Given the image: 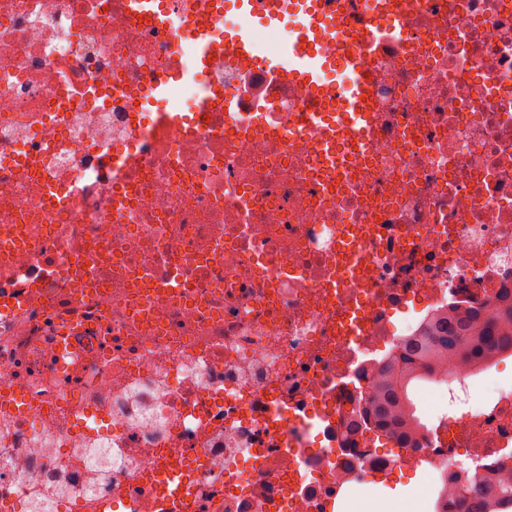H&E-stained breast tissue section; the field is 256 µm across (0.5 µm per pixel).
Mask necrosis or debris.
<instances>
[{
	"mask_svg": "<svg viewBox=\"0 0 512 512\" xmlns=\"http://www.w3.org/2000/svg\"><path fill=\"white\" fill-rule=\"evenodd\" d=\"M240 23L0 0V512H336L422 465L445 512L512 471L487 367L439 370L455 417L395 455L346 429L427 320L512 296V0H415L334 163L336 114L265 49L199 56Z\"/></svg>",
	"mask_w": 512,
	"mask_h": 512,
	"instance_id": "4bbe7bcc",
	"label": "necrosis or debris"
}]
</instances>
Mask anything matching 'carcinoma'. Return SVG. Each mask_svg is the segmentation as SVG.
I'll return each mask as SVG.
<instances>
[{
    "instance_id": "carcinoma-1",
    "label": "carcinoma",
    "mask_w": 512,
    "mask_h": 512,
    "mask_svg": "<svg viewBox=\"0 0 512 512\" xmlns=\"http://www.w3.org/2000/svg\"><path fill=\"white\" fill-rule=\"evenodd\" d=\"M496 309L449 313L431 319L420 335L404 341L380 363L379 376L361 411L348 423L351 434L375 429L396 445L416 432L413 383L431 378L445 360L481 365L512 350V327ZM462 512H512V476L466 477Z\"/></svg>"
}]
</instances>
